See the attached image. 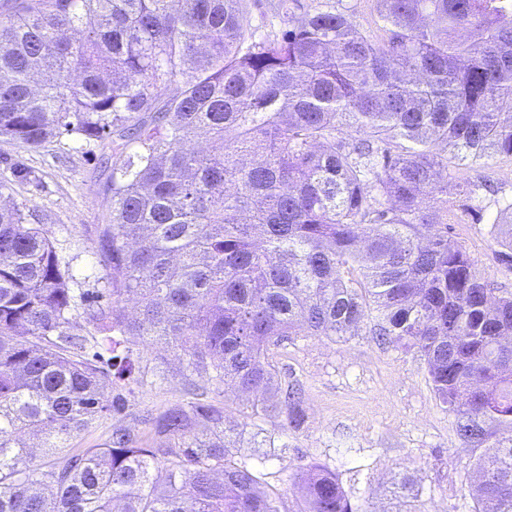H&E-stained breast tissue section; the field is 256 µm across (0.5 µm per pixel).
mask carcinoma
Wrapping results in <instances>:
<instances>
[{"instance_id": "obj_1", "label": "carcinoma", "mask_w": 512, "mask_h": 512, "mask_svg": "<svg viewBox=\"0 0 512 512\" xmlns=\"http://www.w3.org/2000/svg\"><path fill=\"white\" fill-rule=\"evenodd\" d=\"M280 33L248 27L252 0H0V138L40 148L67 135L109 150L112 209L99 250L106 302L86 352L68 269L24 208L0 203V512H280L236 459L247 422L204 400L68 443L108 411L135 363L164 344L191 375L261 396L283 429L304 421L269 350L290 336L360 328L424 357L473 465L475 512H512V291L492 287L448 236V156L512 157V0H375L378 36L323 6ZM177 92L169 94L171 85ZM493 209L512 262V198ZM141 300L126 315L125 298ZM42 438L53 462L20 442ZM299 512H368L307 463ZM395 512H422L414 479Z\"/></svg>"}]
</instances>
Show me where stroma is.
<instances>
[{
    "label": "stroma",
    "mask_w": 512,
    "mask_h": 512,
    "mask_svg": "<svg viewBox=\"0 0 512 512\" xmlns=\"http://www.w3.org/2000/svg\"><path fill=\"white\" fill-rule=\"evenodd\" d=\"M98 145L73 148L61 140L38 149L0 139V201L30 209L33 223L53 240L69 266L75 295L105 287L107 260L98 247L100 226L110 207L105 191L110 169ZM22 162L35 182H19L10 166ZM459 180L482 182L512 196V159L496 156L485 165L452 169ZM450 234L477 270L498 288L512 290V265L502 262L487 210L461 211ZM140 370L123 388V412L92 423L71 446L99 448L113 427L148 433V414L185 398L181 360L163 346H133ZM282 382L301 385L305 420L282 430L277 412L251 417L249 432L273 436L272 448H241L238 459L255 466L264 485L278 491L281 512H297L293 477L299 465L319 463L336 474L353 501L367 512H389L394 481L412 474L425 512H474L469 484L479 451L463 444L452 415L436 398L416 351L381 345L368 331L349 340L294 336L275 349Z\"/></svg>",
    "instance_id": "35a3bbf8"
}]
</instances>
